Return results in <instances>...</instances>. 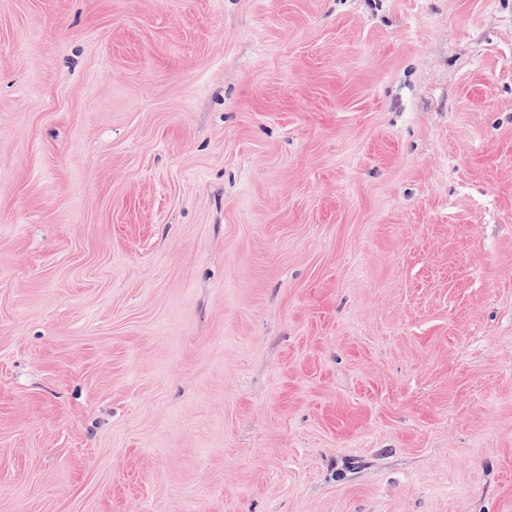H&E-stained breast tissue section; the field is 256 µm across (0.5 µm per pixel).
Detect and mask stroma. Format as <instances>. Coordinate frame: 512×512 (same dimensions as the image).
Returning <instances> with one entry per match:
<instances>
[{"mask_svg":"<svg viewBox=\"0 0 512 512\" xmlns=\"http://www.w3.org/2000/svg\"><path fill=\"white\" fill-rule=\"evenodd\" d=\"M0 512H512V0H0Z\"/></svg>","mask_w":512,"mask_h":512,"instance_id":"stroma-1","label":"stroma"}]
</instances>
